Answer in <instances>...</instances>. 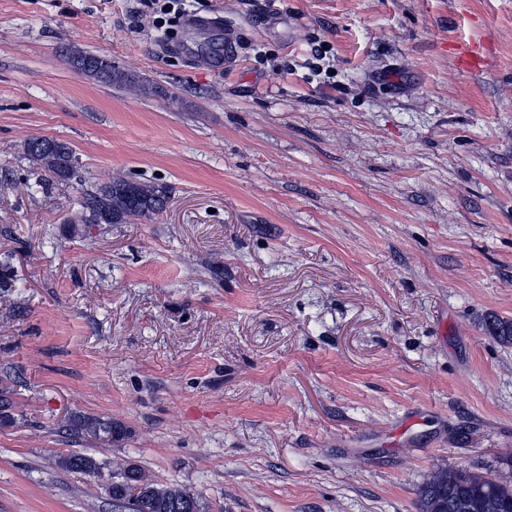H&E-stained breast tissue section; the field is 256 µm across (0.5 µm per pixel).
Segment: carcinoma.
I'll return each instance as SVG.
<instances>
[{
	"mask_svg": "<svg viewBox=\"0 0 512 512\" xmlns=\"http://www.w3.org/2000/svg\"><path fill=\"white\" fill-rule=\"evenodd\" d=\"M69 64L77 71L105 82L121 86L135 78L114 65L104 54L79 49L67 50ZM23 154L37 169L58 182H67L75 175L74 152L64 141L32 137L23 144ZM168 187L114 177L84 191L81 209L68 220L72 233L80 224H128L134 221L153 223L167 209ZM486 331L500 342L512 343V321L490 315L484 320ZM67 429L97 440L118 443L126 439V427L114 420L83 416L73 419ZM55 464L67 471L89 476L99 474L101 464L94 457L71 452L58 455ZM113 512H208L199 494L172 483H162L141 465L128 463L108 485ZM417 512H512V486L485 473L448 469L446 483L429 487L421 484L417 490Z\"/></svg>",
	"mask_w": 512,
	"mask_h": 512,
	"instance_id": "carcinoma-1",
	"label": "carcinoma"
}]
</instances>
